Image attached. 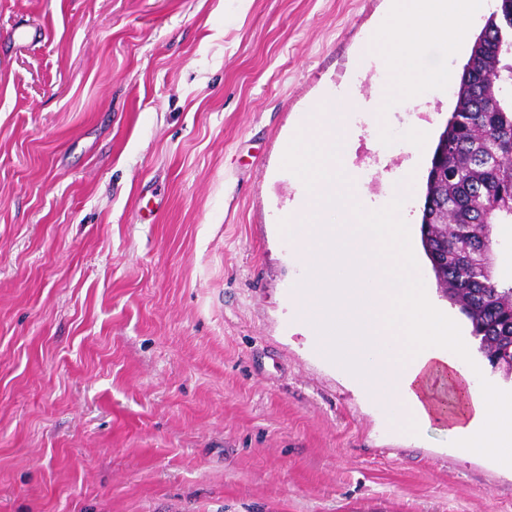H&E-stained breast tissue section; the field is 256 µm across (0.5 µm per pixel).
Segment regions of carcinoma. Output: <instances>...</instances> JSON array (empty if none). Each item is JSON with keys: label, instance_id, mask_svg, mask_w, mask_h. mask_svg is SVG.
I'll use <instances>...</instances> for the list:
<instances>
[{"label": "carcinoma", "instance_id": "1", "mask_svg": "<svg viewBox=\"0 0 512 512\" xmlns=\"http://www.w3.org/2000/svg\"><path fill=\"white\" fill-rule=\"evenodd\" d=\"M512 0H498L463 65L456 103L426 170L420 241L437 287L496 367L512 365V279L479 260L512 223Z\"/></svg>", "mask_w": 512, "mask_h": 512}]
</instances>
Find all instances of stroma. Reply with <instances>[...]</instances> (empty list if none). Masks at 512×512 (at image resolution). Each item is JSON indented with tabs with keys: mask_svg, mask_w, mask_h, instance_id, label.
I'll use <instances>...</instances> for the list:
<instances>
[{
	"mask_svg": "<svg viewBox=\"0 0 512 512\" xmlns=\"http://www.w3.org/2000/svg\"><path fill=\"white\" fill-rule=\"evenodd\" d=\"M387 0H0V512H512V473L390 430L292 322L287 148L360 97L373 207L421 222L453 91L375 111ZM30 24L41 42L14 46Z\"/></svg>",
	"mask_w": 512,
	"mask_h": 512,
	"instance_id": "stroma-1",
	"label": "stroma"
}]
</instances>
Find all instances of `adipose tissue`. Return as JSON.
Instances as JSON below:
<instances>
[{
    "mask_svg": "<svg viewBox=\"0 0 512 512\" xmlns=\"http://www.w3.org/2000/svg\"><path fill=\"white\" fill-rule=\"evenodd\" d=\"M488 8L489 0H391L360 54L391 75L378 89L379 108L447 89L446 66H421L424 47L457 54ZM359 106L327 96L288 148L303 186L281 228L305 270L290 293L293 316L318 354L378 403L394 428L413 434L438 424L462 453L512 472V390L474 386L470 345L427 298L401 208L412 180L398 182L390 204L373 210L346 162L347 120Z\"/></svg>",
    "mask_w": 512,
    "mask_h": 512,
    "instance_id": "ef3b65f1",
    "label": "adipose tissue"
}]
</instances>
